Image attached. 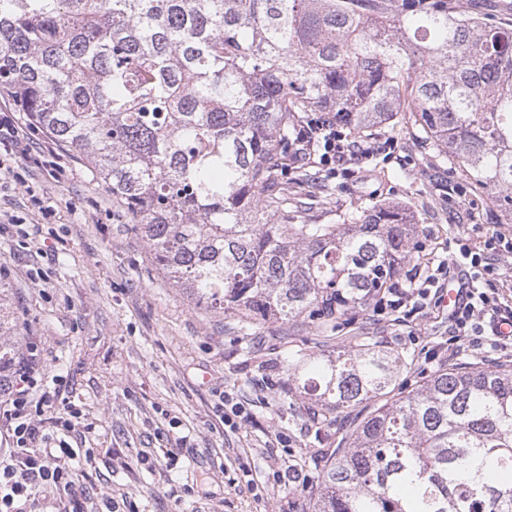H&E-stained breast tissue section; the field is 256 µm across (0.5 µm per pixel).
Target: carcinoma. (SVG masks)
<instances>
[{
    "instance_id": "carcinoma-1",
    "label": "carcinoma",
    "mask_w": 512,
    "mask_h": 512,
    "mask_svg": "<svg viewBox=\"0 0 512 512\" xmlns=\"http://www.w3.org/2000/svg\"><path fill=\"white\" fill-rule=\"evenodd\" d=\"M2 89L87 161L177 287L247 325L336 328L414 258L396 203L307 221L332 197L299 154L312 112L358 136L417 128L512 223V24L448 0H0ZM404 361L379 341L293 357L288 390L324 426L376 401L314 512H512V366L439 368L396 397ZM14 363L1 342L0 394Z\"/></svg>"
}]
</instances>
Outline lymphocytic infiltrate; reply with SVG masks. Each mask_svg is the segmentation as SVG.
I'll list each match as a JSON object with an SVG mask.
<instances>
[{
	"label": "lymphocytic infiltrate",
	"instance_id": "obj_1",
	"mask_svg": "<svg viewBox=\"0 0 512 512\" xmlns=\"http://www.w3.org/2000/svg\"><path fill=\"white\" fill-rule=\"evenodd\" d=\"M311 144L314 166L335 171L337 166L369 155L370 147L348 140L335 121L315 118L302 131ZM512 254V236L492 233L482 247L461 246L449 263L417 279L393 282L387 302L391 311L411 317V303L442 298L440 278L458 271L465 287L462 301L451 309L448 320V349L463 353L466 347L488 343L498 351L512 350V336L500 335L499 325H512V304L501 297L499 256ZM43 372L36 348H29L15 371L9 398L0 406V429L8 443V456L0 461V512H41L35 498L39 486L59 488L68 495L62 512H84L80 493L68 465L76 451L66 440H54L53 429H76L77 410L72 409L64 387L40 389Z\"/></svg>",
	"mask_w": 512,
	"mask_h": 512
}]
</instances>
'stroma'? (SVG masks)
<instances>
[{
	"instance_id": "1",
	"label": "stroma",
	"mask_w": 512,
	"mask_h": 512,
	"mask_svg": "<svg viewBox=\"0 0 512 512\" xmlns=\"http://www.w3.org/2000/svg\"><path fill=\"white\" fill-rule=\"evenodd\" d=\"M20 121L36 152L0 169V275L18 329L6 342L21 356L38 347L44 384L63 379L82 412L88 432L70 443L92 457L75 477L86 512L105 496L136 512H306L318 489L310 454L335 447L373 406L319 429L315 396L288 390L289 345L333 357L337 336L380 337L413 357L400 392L453 365L440 304L405 324L367 309L321 346L314 327L273 318L242 336L235 315L198 305L159 270L83 159L65 151L46 165L39 153L55 142L28 115ZM370 140L372 154L333 178V202L314 212L316 223H340L365 199L399 204L418 227L411 265L422 271L458 243L482 245L501 226L512 234L490 198L432 145L388 126ZM226 396L246 408V423H221L215 411ZM179 436L187 446L166 463ZM144 455L153 465L141 464Z\"/></svg>"
}]
</instances>
